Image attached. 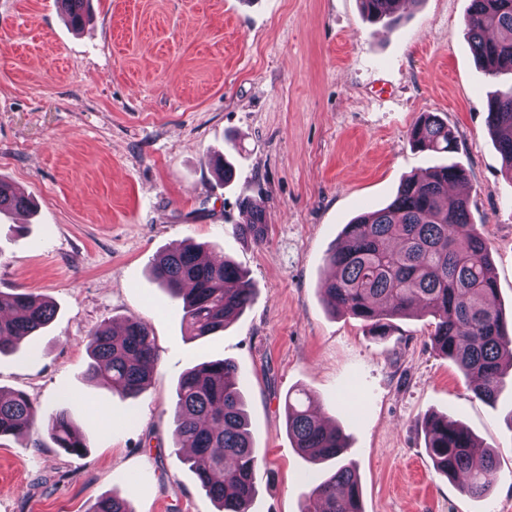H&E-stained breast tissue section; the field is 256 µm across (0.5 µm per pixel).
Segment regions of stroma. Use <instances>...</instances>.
<instances>
[{"instance_id":"1","label":"stroma","mask_w":512,"mask_h":512,"mask_svg":"<svg viewBox=\"0 0 512 512\" xmlns=\"http://www.w3.org/2000/svg\"><path fill=\"white\" fill-rule=\"evenodd\" d=\"M469 4L420 0L390 27L357 0H90L77 29L54 0H0V178L37 205L0 215V293L56 306L42 336L0 356V390L38 408L25 437H0V512H89L113 492L133 512H217L182 462L173 411L184 370L222 358L237 365L265 462L251 512H300L312 475L331 468L288 438L284 400L297 388L342 429L363 512H512V382L484 403L435 351L430 317L394 320L379 338L321 291L344 225L448 161L467 174L473 228L512 312V182L486 122L499 82L471 51ZM428 114L456 152L411 147ZM218 155L232 180L210 165ZM246 196L267 226L258 244L233 232ZM185 240L233 259L255 289L233 324L200 340L150 273ZM129 319L150 326L159 354L134 399L86 376L90 333ZM64 404L85 455L48 435ZM432 415L495 452L489 498L434 469Z\"/></svg>"}]
</instances>
